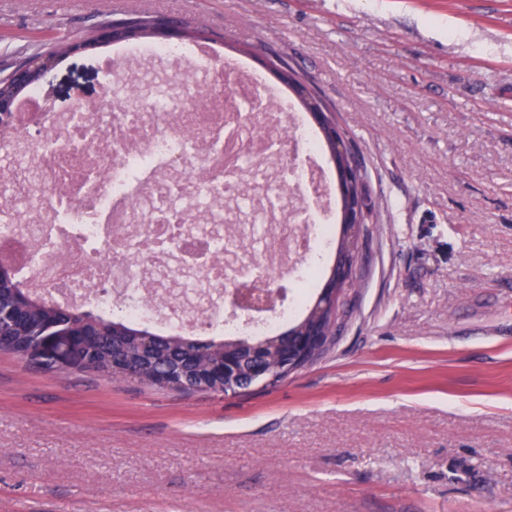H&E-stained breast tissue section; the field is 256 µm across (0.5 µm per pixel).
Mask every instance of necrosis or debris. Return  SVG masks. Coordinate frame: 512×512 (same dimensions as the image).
Here are the masks:
<instances>
[{
  "instance_id": "1",
  "label": "necrosis or debris",
  "mask_w": 512,
  "mask_h": 512,
  "mask_svg": "<svg viewBox=\"0 0 512 512\" xmlns=\"http://www.w3.org/2000/svg\"><path fill=\"white\" fill-rule=\"evenodd\" d=\"M196 46H116L103 57L104 97L71 115L43 88L20 100V121L0 126V258L18 276L72 301L163 330L264 336L286 318L278 306L247 320L224 315L226 293L273 282L270 257L310 277L309 228L329 237L328 198L313 194L319 146L296 111L244 65L211 63ZM152 58L183 81L134 78ZM265 112L257 125L250 107ZM296 158L273 166L282 143ZM265 224L262 258L246 259L254 222ZM189 285L208 300L164 309L139 299Z\"/></svg>"
}]
</instances>
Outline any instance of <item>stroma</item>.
Listing matches in <instances>:
<instances>
[{
    "mask_svg": "<svg viewBox=\"0 0 512 512\" xmlns=\"http://www.w3.org/2000/svg\"><path fill=\"white\" fill-rule=\"evenodd\" d=\"M143 14L335 112L377 213L354 308L238 395L0 351V512H512V0H0V76ZM104 53L42 79L53 109L102 96ZM338 317L336 319V311L331 312L330 314L325 315V320L323 322V328L325 332L331 333V336L335 335L336 326L338 322ZM310 339L303 341L299 340L296 342L294 347L290 349V355L292 356V363L288 365V372L290 373L298 369L300 366H295V364H301L309 355V352L312 350H317L321 348L322 350L329 343L331 336L328 334H320L316 332H312ZM288 372L283 373L279 379L284 377H288Z\"/></svg>",
    "mask_w": 512,
    "mask_h": 512,
    "instance_id": "35a3bbf8",
    "label": "stroma"
}]
</instances>
